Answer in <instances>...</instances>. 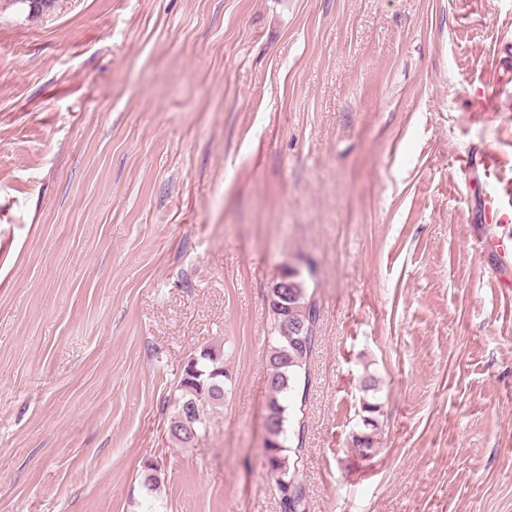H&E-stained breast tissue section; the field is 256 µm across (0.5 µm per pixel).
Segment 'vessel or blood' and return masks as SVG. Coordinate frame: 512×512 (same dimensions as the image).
Here are the masks:
<instances>
[{"label":"vessel or blood","mask_w":512,"mask_h":512,"mask_svg":"<svg viewBox=\"0 0 512 512\" xmlns=\"http://www.w3.org/2000/svg\"><path fill=\"white\" fill-rule=\"evenodd\" d=\"M498 67L501 74L481 101L483 109L488 111L495 110L502 98L512 95V62L499 60ZM459 162L464 174L481 176L482 223L511 224L512 173L505 172L499 149L488 145L476 152L468 150L461 154Z\"/></svg>","instance_id":"vessel-or-blood-1"}]
</instances>
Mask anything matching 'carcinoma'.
<instances>
[{"mask_svg": "<svg viewBox=\"0 0 512 512\" xmlns=\"http://www.w3.org/2000/svg\"><path fill=\"white\" fill-rule=\"evenodd\" d=\"M309 280L311 276L300 270L288 271L285 308L270 306L275 339L267 355L269 395L265 407L264 453L280 512H309L307 489L302 480L307 459L303 443L312 382L310 364L320 340L317 326L321 316L320 302ZM224 379L223 355L216 351L206 349L188 360L178 383L177 407L168 423L169 434L175 440L188 444L196 439L184 429L186 409L195 410L193 427L200 430L207 409L224 404ZM361 413L362 429L352 435V442L359 452L366 454L374 449L379 405L365 397ZM159 481L158 465L146 461L141 473L142 487L149 493Z\"/></svg>", "mask_w": 512, "mask_h": 512, "instance_id": "obj_1", "label": "carcinoma"}]
</instances>
